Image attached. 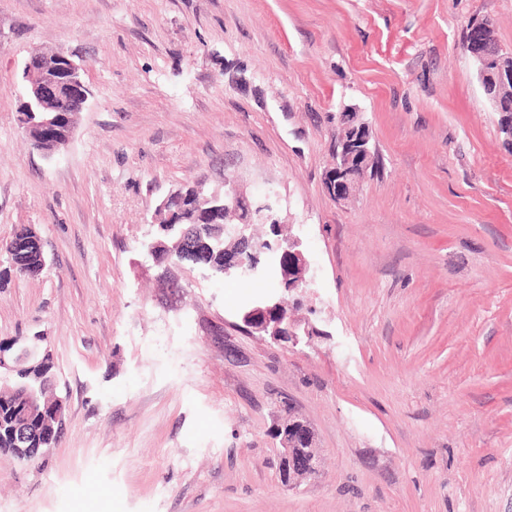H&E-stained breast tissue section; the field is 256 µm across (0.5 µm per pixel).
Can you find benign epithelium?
Wrapping results in <instances>:
<instances>
[{"mask_svg":"<svg viewBox=\"0 0 512 512\" xmlns=\"http://www.w3.org/2000/svg\"><path fill=\"white\" fill-rule=\"evenodd\" d=\"M469 36L465 51L476 65L484 96L493 111L502 114L512 125V116L504 111L505 102L499 96L500 88L512 83V53H506L496 45L493 22L487 18L472 23ZM22 80L26 91L24 105L30 112H57L61 101L76 97L80 98L78 105L83 109L88 101L83 67L61 48L52 52L33 49L24 63ZM342 118L349 136L338 142L334 162L324 177L325 191L336 201L347 200L372 172L376 161L369 128L359 114L345 112ZM20 128L25 138L35 145L36 151L47 158L67 147L74 131L72 127L56 126L49 132L45 127H35L23 120ZM218 202L229 212L241 204H250L247 195L230 182L224 184V198H205L200 204ZM283 274L289 291L297 294L295 301H300V295L306 292L312 281V274L302 241L294 234L288 236V262ZM242 321L253 333L294 346L310 336V331H300V324L279 302L252 308L244 314ZM279 431L280 464L285 470L286 486H296L301 479L318 475L319 448L310 423L293 413L288 416V424L279 427Z\"/></svg>","mask_w":512,"mask_h":512,"instance_id":"7a95c632","label":"benign epithelium"}]
</instances>
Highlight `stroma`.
Instances as JSON below:
<instances>
[{
    "mask_svg": "<svg viewBox=\"0 0 512 512\" xmlns=\"http://www.w3.org/2000/svg\"><path fill=\"white\" fill-rule=\"evenodd\" d=\"M512 0H0V243L44 241L0 285V342L45 336L65 425L0 459V512H512V148L463 48ZM89 89L69 146L19 126L33 47ZM354 108L378 162L323 181ZM272 194L314 284L310 344L244 329L243 288L143 245L179 186ZM312 424L320 473L278 477L270 429ZM29 228L31 233L37 238H41L39 233L32 226H22L14 232L9 240L1 243V250L6 253H13L14 265H10L8 270L3 272V276L8 277L12 273L16 277H36L43 271L45 265L44 243L42 239L31 241L29 239Z\"/></svg>",
    "mask_w": 512,
    "mask_h": 512,
    "instance_id": "stroma-1",
    "label": "stroma"
}]
</instances>
